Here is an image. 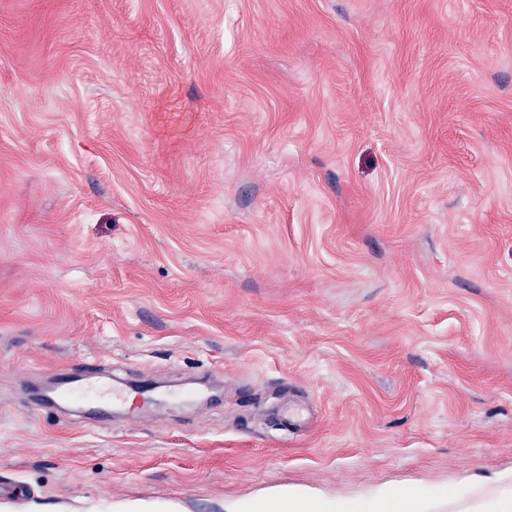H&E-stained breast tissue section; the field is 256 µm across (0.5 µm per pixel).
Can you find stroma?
<instances>
[{
    "instance_id": "obj_1",
    "label": "stroma",
    "mask_w": 512,
    "mask_h": 512,
    "mask_svg": "<svg viewBox=\"0 0 512 512\" xmlns=\"http://www.w3.org/2000/svg\"><path fill=\"white\" fill-rule=\"evenodd\" d=\"M508 469L512 0H0V512Z\"/></svg>"
}]
</instances>
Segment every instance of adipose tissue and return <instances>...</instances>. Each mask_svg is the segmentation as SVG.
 Returning a JSON list of instances; mask_svg holds the SVG:
<instances>
[{
  "instance_id": "obj_1",
  "label": "adipose tissue",
  "mask_w": 512,
  "mask_h": 512,
  "mask_svg": "<svg viewBox=\"0 0 512 512\" xmlns=\"http://www.w3.org/2000/svg\"><path fill=\"white\" fill-rule=\"evenodd\" d=\"M439 502L447 503L448 512H512V470L409 495L383 486L356 500H329L304 486H280L260 497L225 501L224 512H433Z\"/></svg>"
}]
</instances>
